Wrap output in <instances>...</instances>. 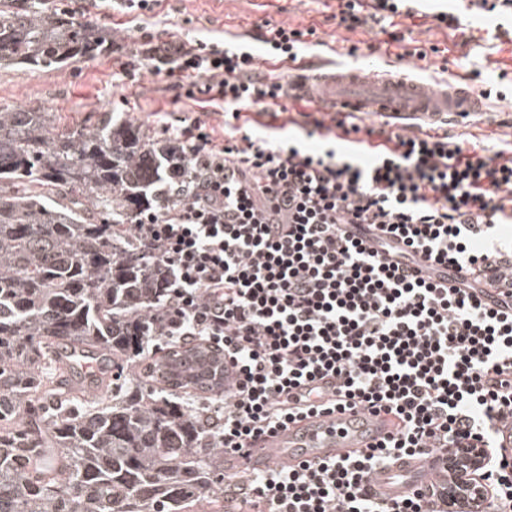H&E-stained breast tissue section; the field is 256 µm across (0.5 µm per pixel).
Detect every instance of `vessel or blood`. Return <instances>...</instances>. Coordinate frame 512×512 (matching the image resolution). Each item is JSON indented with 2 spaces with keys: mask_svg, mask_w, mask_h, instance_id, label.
<instances>
[{
  "mask_svg": "<svg viewBox=\"0 0 512 512\" xmlns=\"http://www.w3.org/2000/svg\"><path fill=\"white\" fill-rule=\"evenodd\" d=\"M325 85L333 94L327 104L350 112H373L396 119L399 126L426 116L447 120L449 114L485 111V100L468 85L433 88L407 73L391 74L370 66L336 67L321 72L319 64L305 63L302 72L289 83L295 92L311 83ZM160 380L201 392L216 384L230 385L232 372L227 361L218 359L207 343L191 348L176 347L157 357ZM400 419L392 414L364 409H330L299 422L288 424L274 435L240 451L224 454V473L249 477L284 467H300L310 462L341 458L378 444L395 434ZM376 498L388 501L415 490L432 494L435 501L449 500L454 493L448 457L435 451L396 462L391 468L369 475Z\"/></svg>",
  "mask_w": 512,
  "mask_h": 512,
  "instance_id": "obj_1",
  "label": "vessel or blood"
}]
</instances>
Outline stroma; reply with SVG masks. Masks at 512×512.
<instances>
[{
  "label": "stroma",
  "instance_id": "obj_1",
  "mask_svg": "<svg viewBox=\"0 0 512 512\" xmlns=\"http://www.w3.org/2000/svg\"><path fill=\"white\" fill-rule=\"evenodd\" d=\"M153 19L141 20L122 8L89 20L112 30V52L86 58L43 73L25 66L0 68V106L41 105L54 112L57 125L95 121L103 112L130 120L151 134L166 124L198 116L199 108L178 97L174 79L154 74L140 53L141 31L165 27L206 42L251 37V51L259 67L279 78L288 77L289 65L267 57L268 30L279 26L315 27L303 49L305 58L335 50L341 58L374 64L386 70H409L429 81L454 77L475 90L490 92L486 112L452 118L437 124L440 132L465 135L491 149L502 146L512 131V102L500 100L512 91V14L493 13L474 19L465 31L437 25L431 18H395L393 34L360 27L349 32L338 27L336 0H161ZM357 53H350V46Z\"/></svg>",
  "mask_w": 512,
  "mask_h": 512
}]
</instances>
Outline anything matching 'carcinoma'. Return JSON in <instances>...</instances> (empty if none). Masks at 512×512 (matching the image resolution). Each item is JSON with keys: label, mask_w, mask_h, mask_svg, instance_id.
Instances as JSON below:
<instances>
[{"label": "carcinoma", "mask_w": 512, "mask_h": 512, "mask_svg": "<svg viewBox=\"0 0 512 512\" xmlns=\"http://www.w3.org/2000/svg\"><path fill=\"white\" fill-rule=\"evenodd\" d=\"M112 30L0 0V68L44 72L110 51ZM191 171L180 147L105 113L61 127L0 107V512H192L224 502V449L197 409L125 369L156 310L157 271L112 232ZM115 373L103 402L48 405L75 350Z\"/></svg>", "instance_id": "cac0c4a2"}]
</instances>
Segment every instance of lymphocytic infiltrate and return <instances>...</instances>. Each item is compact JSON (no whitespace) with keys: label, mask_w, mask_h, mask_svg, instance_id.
<instances>
[{"label":"lymphocytic infiltrate","mask_w":512,"mask_h":512,"mask_svg":"<svg viewBox=\"0 0 512 512\" xmlns=\"http://www.w3.org/2000/svg\"><path fill=\"white\" fill-rule=\"evenodd\" d=\"M352 31L402 15L410 0H337ZM142 56L176 63L177 87L224 112V135L201 119L168 128L191 168L124 225L141 259L162 268L157 341L207 340L234 372L212 399L213 448L240 450L334 406L397 415L395 436L352 456L252 477L254 512H445L422 492L383 503L366 478L404 456L481 451L485 512H512V458L499 452L512 417V140L493 151L422 127L365 123L355 112L305 125L344 151L269 136L287 82L237 43L148 36ZM289 125L296 118L287 117ZM452 267L446 287L424 263ZM509 301L489 307L484 289Z\"/></svg>","instance_id":"1"}]
</instances>
